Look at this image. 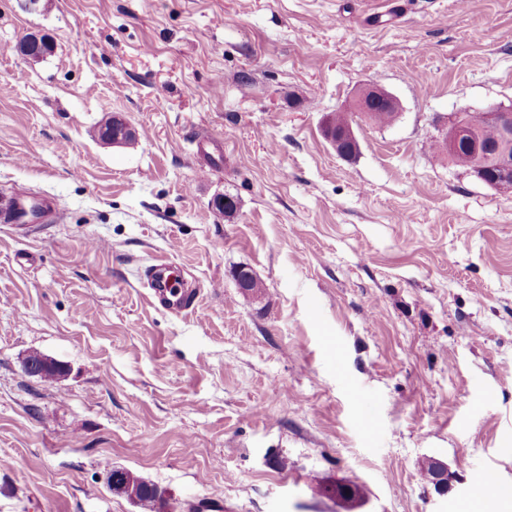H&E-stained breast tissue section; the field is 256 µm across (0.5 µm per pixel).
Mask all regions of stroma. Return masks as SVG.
Here are the masks:
<instances>
[{"instance_id": "obj_1", "label": "stroma", "mask_w": 512, "mask_h": 512, "mask_svg": "<svg viewBox=\"0 0 512 512\" xmlns=\"http://www.w3.org/2000/svg\"><path fill=\"white\" fill-rule=\"evenodd\" d=\"M30 34L53 52L19 54ZM367 84L391 122L351 110ZM496 105L512 0H0V194L54 209L0 222V512H146L114 468L163 512H345L338 481L365 512H499L478 474L512 485V193L443 141ZM113 113L135 147L95 137ZM162 258L194 313L152 305ZM384 103L388 110L393 111L392 119L398 113V102L388 92L377 87H365L357 91L352 100V109L362 112L365 116L372 112L374 104ZM473 113H464L458 116H454V118L448 119V132L444 138V145L446 151L448 152V159L452 160V157L456 154V146L459 143L460 139L466 135L467 128V119L469 115ZM112 475H117V479L112 484ZM108 481L112 485V489L130 495V491L135 493L136 499L147 507H152L158 503L157 500V486L147 483L138 477L134 476L131 472L124 469H117L115 473L109 472Z\"/></svg>"}]
</instances>
